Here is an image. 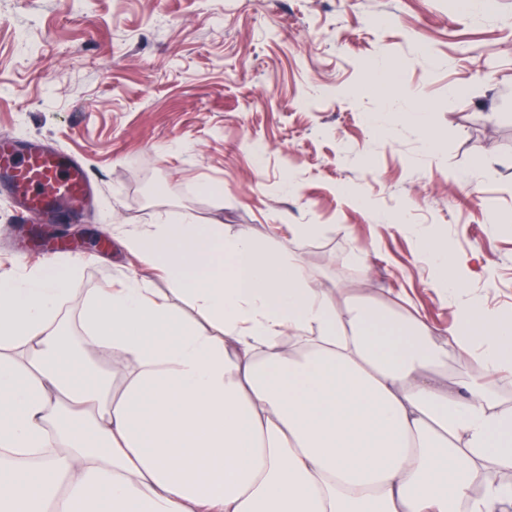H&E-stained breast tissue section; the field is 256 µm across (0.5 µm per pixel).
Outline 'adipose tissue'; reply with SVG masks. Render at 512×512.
Instances as JSON below:
<instances>
[{
    "label": "adipose tissue",
    "mask_w": 512,
    "mask_h": 512,
    "mask_svg": "<svg viewBox=\"0 0 512 512\" xmlns=\"http://www.w3.org/2000/svg\"><path fill=\"white\" fill-rule=\"evenodd\" d=\"M121 236L201 320L131 276L74 345L53 315L79 258L0 279V512H512V480L485 475L512 470V407L448 385L469 355L511 383L512 321L469 308L436 336L220 224ZM420 247L456 297L446 243Z\"/></svg>",
    "instance_id": "1"
}]
</instances>
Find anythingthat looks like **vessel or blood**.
Here are the masks:
<instances>
[{
    "mask_svg": "<svg viewBox=\"0 0 512 512\" xmlns=\"http://www.w3.org/2000/svg\"><path fill=\"white\" fill-rule=\"evenodd\" d=\"M0 195L25 212L54 219L63 207L73 215L86 210L94 187L70 151L39 141L22 146L5 137L0 138Z\"/></svg>",
    "mask_w": 512,
    "mask_h": 512,
    "instance_id": "1",
    "label": "vessel or blood"
}]
</instances>
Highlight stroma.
Here are the masks:
<instances>
[{"label":"stroma","instance_id":"1","mask_svg":"<svg viewBox=\"0 0 512 512\" xmlns=\"http://www.w3.org/2000/svg\"><path fill=\"white\" fill-rule=\"evenodd\" d=\"M1 135L81 156L98 186L54 227L72 243L57 260L84 258L55 314L72 335L107 283L168 289L112 232L166 216L302 254L322 287L369 289L439 336L467 306L512 317V0H0ZM34 227L0 200V278L45 261ZM425 237L447 241L457 300ZM420 247L435 268L436 280L434 287L448 298L456 297L463 287L462 281L448 263V248L445 242L436 238L421 240Z\"/></svg>","mask_w":512,"mask_h":512}]
</instances>
